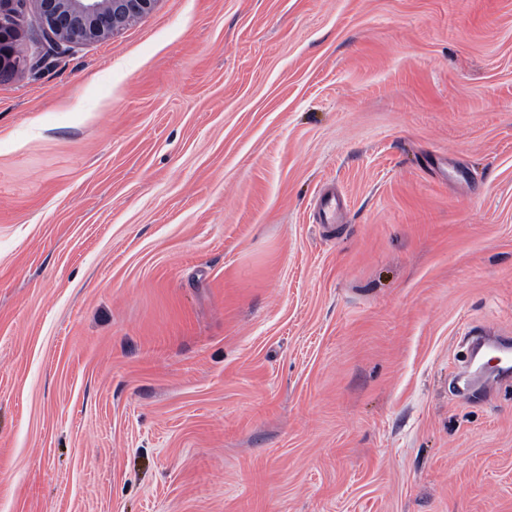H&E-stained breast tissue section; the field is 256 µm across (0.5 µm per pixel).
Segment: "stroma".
<instances>
[{
    "mask_svg": "<svg viewBox=\"0 0 512 512\" xmlns=\"http://www.w3.org/2000/svg\"><path fill=\"white\" fill-rule=\"evenodd\" d=\"M475 328L512 0H158L0 75V512H512Z\"/></svg>",
    "mask_w": 512,
    "mask_h": 512,
    "instance_id": "stroma-1",
    "label": "stroma"
}]
</instances>
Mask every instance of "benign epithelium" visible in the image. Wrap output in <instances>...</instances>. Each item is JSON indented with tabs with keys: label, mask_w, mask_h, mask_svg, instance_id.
I'll return each mask as SVG.
<instances>
[{
	"label": "benign epithelium",
	"mask_w": 512,
	"mask_h": 512,
	"mask_svg": "<svg viewBox=\"0 0 512 512\" xmlns=\"http://www.w3.org/2000/svg\"><path fill=\"white\" fill-rule=\"evenodd\" d=\"M40 32L53 47L111 37L154 10L158 0H34ZM20 28L15 0H0V72L26 57L17 54Z\"/></svg>",
	"instance_id": "1"
}]
</instances>
